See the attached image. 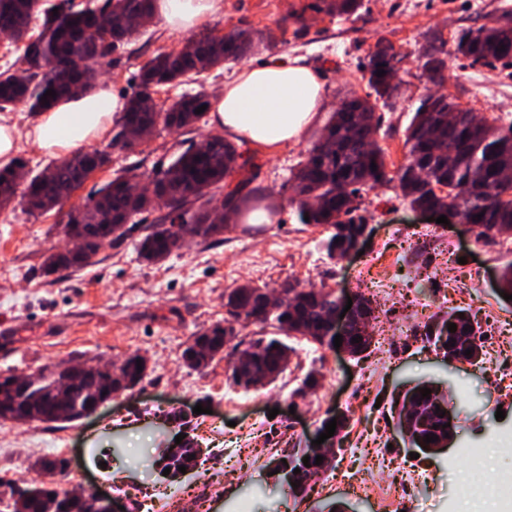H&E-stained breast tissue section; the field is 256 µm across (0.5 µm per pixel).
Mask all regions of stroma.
<instances>
[{
  "label": "stroma",
  "mask_w": 512,
  "mask_h": 512,
  "mask_svg": "<svg viewBox=\"0 0 512 512\" xmlns=\"http://www.w3.org/2000/svg\"><path fill=\"white\" fill-rule=\"evenodd\" d=\"M315 2L222 0L210 31L221 33L241 23L256 31L273 30L294 10L303 13L304 27L287 44L205 72L156 94L155 101L164 103L184 91L212 96L247 66L301 57L324 84V110L329 113L339 107L342 92L368 93L364 60L378 40L393 43L406 59L398 73L403 80L400 97L376 107L386 178L363 189L357 200L371 227L369 250L389 253V271L365 266L358 255L330 259L325 249L330 228L298 220L288 179L321 133L319 123L299 142L254 151L259 168L244 192L277 200L273 223L236 224L208 240H188L156 264L138 254L146 225L158 217L151 211L143 213L141 223L126 225L121 240L104 245L95 265L45 274V254L69 246L62 233L66 211L33 214L23 198H15L0 210V376H28L60 363L113 364L133 354L147 358L148 370L135 389L87 418L64 424L0 421V474L17 477L23 486L36 482V462L51 459L52 449L65 438L70 467L83 476L79 482L65 479V486L108 493L113 482L128 484L127 495L117 500L123 512H145V492L161 484L173 495L187 484L203 490L207 512H232L249 495L254 498L252 512H322L335 502L347 512H378L374 498L352 492L348 476L375 484L400 481L409 473L431 482L418 501L419 512H495L491 501L469 493L465 454L481 449L490 480L512 467V459L491 446L496 434L512 431V300L499 293V275L512 258L496 255L498 240L489 237L483 245L490 259H472L476 234L460 222L441 223L436 233H427V218L409 207L398 174L408 159L405 129L426 93L450 95L486 118L512 113V74L506 69L452 58L440 84L419 69L427 36L438 33L448 40L456 31L491 24L512 11V0H439L437 11L411 14L399 11L400 0H361L356 14L336 20L316 13ZM189 38V33L153 21L101 65L99 80L130 96L145 61L181 48ZM213 132L205 121L178 130L157 129L131 149H113L108 139L99 140L98 148L109 149L110 162L88 176L71 196L69 208H84L123 169L163 171L173 155ZM361 276L375 287L377 308L391 317L389 328L375 327L370 351L361 359L294 334L287 340L294 352L285 373L274 384L249 392L228 377L232 346L202 369L189 368L181 359L191 336L223 324L224 296L232 288L249 284L275 291L294 283L353 296ZM456 310L466 311L484 338L477 364H447L425 339L435 318ZM406 322L416 326V335H399ZM312 371L321 376L319 387L296 395ZM427 381L456 394L455 436L449 448L414 459L392 402ZM198 405L223 421L220 434L203 432L194 412ZM336 407L347 412L349 426L332 469L311 482L304 499L284 497L268 461L278 449L307 447ZM500 410L505 413L501 419L496 416ZM180 416L205 454L186 483L166 484L151 460L180 434Z\"/></svg>",
  "instance_id": "1"
}]
</instances>
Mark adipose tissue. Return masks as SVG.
Returning <instances> with one entry per match:
<instances>
[{"mask_svg": "<svg viewBox=\"0 0 512 512\" xmlns=\"http://www.w3.org/2000/svg\"><path fill=\"white\" fill-rule=\"evenodd\" d=\"M220 0H155V15L172 31H192L219 10ZM324 107L319 75L302 58L269 61L242 69L212 103L210 123L253 146L272 150L297 141ZM126 103L110 85L58 100L33 126L19 132L0 117V169L12 167L20 140L48 153H68L101 139Z\"/></svg>", "mask_w": 512, "mask_h": 512, "instance_id": "1", "label": "adipose tissue"}]
</instances>
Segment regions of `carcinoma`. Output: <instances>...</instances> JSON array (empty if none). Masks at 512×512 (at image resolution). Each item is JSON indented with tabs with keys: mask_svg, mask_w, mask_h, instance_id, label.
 <instances>
[{
	"mask_svg": "<svg viewBox=\"0 0 512 512\" xmlns=\"http://www.w3.org/2000/svg\"><path fill=\"white\" fill-rule=\"evenodd\" d=\"M153 0H104L88 9H74L72 0H0V33L11 37L19 55V67L0 72V110L23 103L31 113H40L54 101L93 87L100 73L95 65L109 58L154 20ZM359 7V0H321L317 12L330 19L347 18ZM58 15H53V9ZM302 22L303 16L289 13L278 31L257 33L248 26H234L222 35L210 32L188 40L179 50L161 52L140 66L137 74L139 91L132 95L127 110L117 125L131 137L154 131L162 125L168 129L190 126L202 118L195 110L210 105L204 92L183 93L164 110L158 108L154 94L163 88L183 85L201 73L238 61L262 46L272 49L286 43L288 20ZM40 28L33 34L34 28ZM448 41L438 36L420 54L421 68L435 82H443L448 67ZM454 56L472 62L495 60L504 68L512 67V14L506 12L490 25L461 31L453 37ZM404 59L389 41H380L369 54L365 70L373 97L346 95L341 106L331 113L321 135L313 142L307 157L292 175L298 196L299 214L309 216V223L330 227L327 254L341 259L352 242L347 230L363 227L355 219L357 194L386 177L382 149L374 135L376 125L365 121L375 113V101L388 102L398 96L402 81L396 80L398 64ZM384 70L381 77L378 70ZM56 96L42 100L47 90ZM348 127L353 138L345 146L336 141V130ZM408 162L399 171L400 187L412 207L427 206L445 215L460 214L481 229L483 237L512 234V201L502 206L491 195H475L472 188L486 185L512 191V129L504 132L487 118L477 119L446 94L428 93L406 129ZM109 161L105 149L81 150L72 157L47 167L29 178L21 166L0 171V207L8 206L22 194L29 209L47 212L62 210L85 180L87 171L104 167ZM376 167H371V164ZM256 167L253 157L244 156L238 147L220 135H211L198 150L176 155L162 176L141 188L142 175L131 170L115 176L99 190V197L83 209L68 212L69 224H110L107 242L124 235L122 225L136 223L142 211L160 205L165 213L158 223L150 224L139 243L142 259L157 263L172 251L173 233L167 220L174 212L196 235L207 239L224 232L230 223L236 196L245 186L240 181L225 198H217L224 180L233 173ZM446 188L435 194L434 187ZM482 218H477V215ZM100 248L79 249L73 242V260L62 261L61 254L49 252L43 269L50 275L60 269L85 268L96 263ZM335 297L313 288L295 289L294 301L277 304L257 317L280 331L304 336L319 344L325 340L315 331L320 327ZM248 317L230 314L226 325L215 326L211 333L222 342L237 336L236 325ZM467 326L471 339L458 348L454 357L475 362L481 345L479 330L469 315L454 312L428 327L426 339L433 344L448 343V324ZM265 352L262 367L277 379L287 368L291 347L280 339L259 338L248 343ZM471 355H464L465 351ZM58 373L43 376L41 411L46 422H72L94 399L90 391L75 389L64 397L56 395ZM430 398L416 394L415 408L407 404L399 409V419L419 438L447 433L446 421L436 410L448 411L451 398L432 383ZM64 495L53 482L47 484L43 507L58 512Z\"/></svg>",
	"mask_w": 512,
	"mask_h": 512,
	"instance_id": "carcinoma-1",
	"label": "carcinoma"
}]
</instances>
